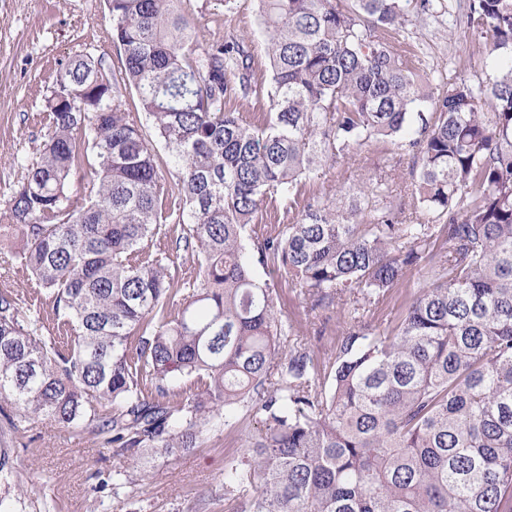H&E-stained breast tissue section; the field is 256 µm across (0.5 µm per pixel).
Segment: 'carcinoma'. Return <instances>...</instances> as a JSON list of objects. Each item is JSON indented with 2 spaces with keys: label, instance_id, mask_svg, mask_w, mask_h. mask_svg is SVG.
Returning <instances> with one entry per match:
<instances>
[{
  "label": "carcinoma",
  "instance_id": "obj_1",
  "mask_svg": "<svg viewBox=\"0 0 512 512\" xmlns=\"http://www.w3.org/2000/svg\"><path fill=\"white\" fill-rule=\"evenodd\" d=\"M258 5L267 85L243 40L198 42L183 0H107L148 127L102 58L56 74L40 157L0 209L56 332L0 292V402L14 425L92 433L134 463L246 407L261 428L225 460L226 512H512V0H468L482 76L454 83L398 39L412 15L458 25L441 0ZM251 95L268 102L255 122L227 107ZM374 143L411 160L407 201H388L383 169L350 207L301 199L318 167ZM277 203L301 218L255 233ZM171 223L175 247L151 250ZM181 250L193 279L172 274ZM256 266L314 308L341 304L333 353L293 337ZM409 270L417 288L372 326ZM134 482L114 471L112 495ZM22 494L0 448V512Z\"/></svg>",
  "mask_w": 512,
  "mask_h": 512
}]
</instances>
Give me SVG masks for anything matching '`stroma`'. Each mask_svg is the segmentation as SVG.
I'll use <instances>...</instances> for the list:
<instances>
[{
  "mask_svg": "<svg viewBox=\"0 0 512 512\" xmlns=\"http://www.w3.org/2000/svg\"><path fill=\"white\" fill-rule=\"evenodd\" d=\"M200 40L221 32L243 38L256 80L268 82L266 36L257 21V0H187ZM106 0H0V204L21 176L20 163L35 160L46 132V100L60 67L73 56L104 54L119 74L122 58L112 44ZM407 47L424 52L435 77L472 80L481 73V50L466 28H447L434 18L412 19L400 34ZM365 164L342 162L320 169L305 192L326 195L353 190L372 174L374 161L395 158L388 145L363 148ZM25 269L0 261V292L17 293L23 309L49 315L52 301L30 298ZM297 336L316 354L334 350L346 318L339 306L311 309L304 297H289L285 311ZM260 427L240 410L231 425L212 427L199 447L175 459L147 456L135 462L140 482L120 495L97 491L99 478L123 467L103 453L99 437L45 423L11 426L0 413V448L15 449L24 494L18 512H224V462Z\"/></svg>",
  "mask_w": 512,
  "mask_h": 512,
  "instance_id": "obj_1",
  "label": "stroma"
}]
</instances>
